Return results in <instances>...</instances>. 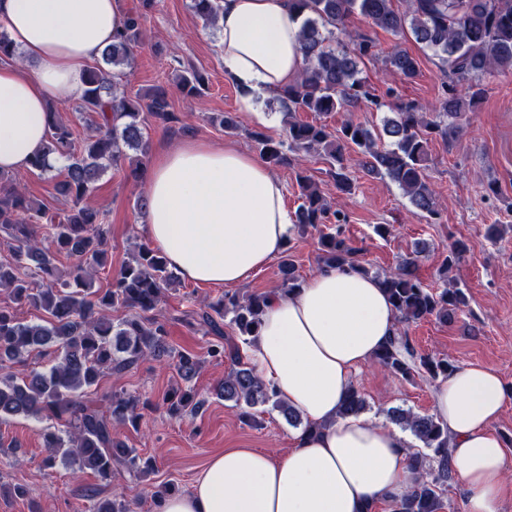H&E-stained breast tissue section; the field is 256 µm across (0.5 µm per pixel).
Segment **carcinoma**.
I'll use <instances>...</instances> for the list:
<instances>
[{"label":"carcinoma","instance_id":"carcinoma-1","mask_svg":"<svg viewBox=\"0 0 512 512\" xmlns=\"http://www.w3.org/2000/svg\"><path fill=\"white\" fill-rule=\"evenodd\" d=\"M303 14L301 51L303 68L298 80L277 97L287 142L276 141L261 131L251 133L259 155L272 167L288 166L291 156L318 155L332 169L336 188L349 194L352 149L364 158L367 171L397 184L410 205L430 219L438 218L439 203L426 170L430 144L446 141L469 123L470 105L484 95L482 77L512 74V0H407L401 10L394 0H293ZM196 14L215 24L220 0H192ZM359 15L372 25L395 35L410 32L415 41L441 61L448 73L444 95L425 107L398 99L382 102L371 86L359 77L358 61L375 55V43L367 35L348 29L352 16ZM143 32L140 17L130 15L123 32L102 54L101 61L88 69L86 88L75 111L94 114L96 125L76 143L72 126L49 108V133L42 149L29 162L27 172L42 175L51 170L49 158L59 155L67 165L53 185L55 194L70 203L60 220L46 218L44 207L34 201L16 182V176L0 172V231L12 249V260L0 262V288L10 291L19 305L43 314L39 322H23L7 307H0V423L23 416L47 419L54 425L43 432L48 455L44 463L54 467L88 470L100 480H112L115 470L140 480L149 469L136 449L122 441L117 428L136 424L140 399L122 392H99L105 375L120 376L143 361H164L172 350L166 323L156 311L169 287L179 277L168 267L162 254L147 244L126 261L109 279L107 287L91 290L93 273L108 265V227L102 211L87 202L104 171L125 159L122 147L135 150L141 158L130 168L137 179L144 172L148 155V121L169 124L178 120L170 110L169 92L156 87L144 96H120L116 92L114 69L131 64ZM384 70L412 80L418 74L414 55L396 44L383 58ZM175 83L187 98H198L208 79L189 67L176 74ZM364 104L377 111L386 108L393 117L381 128H370L353 118L339 129L306 122L299 112L328 114L348 111ZM300 203L294 225L305 232L322 226L318 250L320 264L367 269L358 258L359 249L344 236L347 216L332 209L326 198L299 167L295 173ZM49 223L48 244L36 236L34 227ZM471 249L458 240L449 249L440 268V278ZM74 260L66 271L57 266V256ZM278 292L292 293L301 284L293 259L283 251ZM397 313L398 329L387 346L377 353L374 365L404 377L421 372L430 380L446 379L455 371L446 357L416 355L404 325L429 317L452 320L465 305L459 288H433L416 272L415 260L403 261L379 278ZM269 294L225 293L196 313L204 333L215 336L206 354L215 361L230 362V370L215 394L232 403L245 421L254 419L252 410L268 407L278 411L288 424L310 430L300 414L243 361L240 344L257 335ZM130 313L112 318V310ZM231 333H226V330ZM52 350L46 370L29 368L31 353ZM201 358L191 353L178 355L176 370L189 382L196 375ZM173 416L196 413L202 406L194 389H178L165 398ZM366 401L350 387L339 415H360ZM390 419L409 431L422 448L409 455L411 486L402 495L385 501L387 512H445V493L452 479L449 464L448 431L432 416L392 409ZM91 512H129L122 500L102 497L92 488L87 494Z\"/></svg>","mask_w":512,"mask_h":512}]
</instances>
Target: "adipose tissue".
<instances>
[{"label": "adipose tissue", "mask_w": 512, "mask_h": 512, "mask_svg": "<svg viewBox=\"0 0 512 512\" xmlns=\"http://www.w3.org/2000/svg\"><path fill=\"white\" fill-rule=\"evenodd\" d=\"M216 23L224 74L245 111L300 76L302 17L292 0H221ZM126 17L117 0H0V20L24 63L0 64V170H25L48 135L51 99L80 98L88 68ZM151 245L184 281L207 288L250 281L284 248L293 217L277 175L233 146L184 140L157 152L145 176ZM379 281L323 267L292 294L271 295L248 362L277 396L313 423L288 454L228 448L190 489L154 501L152 512H365L411 483L400 432L340 416L354 372L397 330ZM435 412L447 427L453 473L468 512H499L505 445L493 432L512 390L487 365L439 382Z\"/></svg>", "instance_id": "ef3b65f1"}]
</instances>
